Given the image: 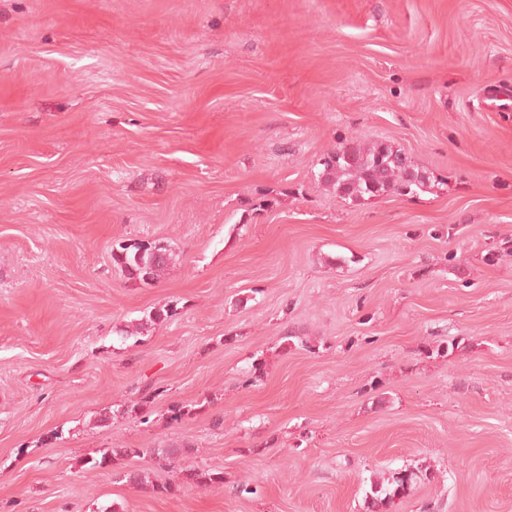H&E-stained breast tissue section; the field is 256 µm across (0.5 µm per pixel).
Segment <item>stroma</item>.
<instances>
[{
  "label": "stroma",
  "mask_w": 512,
  "mask_h": 512,
  "mask_svg": "<svg viewBox=\"0 0 512 512\" xmlns=\"http://www.w3.org/2000/svg\"><path fill=\"white\" fill-rule=\"evenodd\" d=\"M490 95L512 0H0V512H365L400 472L384 512H512ZM376 142L430 189L323 182ZM141 239L148 284L112 260ZM112 260L130 279L148 282L158 277L171 259L167 249L153 241L139 240L129 245L118 244L112 248Z\"/></svg>",
  "instance_id": "obj_1"
}]
</instances>
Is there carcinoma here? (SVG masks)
<instances>
[{"mask_svg":"<svg viewBox=\"0 0 512 512\" xmlns=\"http://www.w3.org/2000/svg\"><path fill=\"white\" fill-rule=\"evenodd\" d=\"M322 179L333 186L342 198L362 194L391 192L412 194L426 187L425 177L415 172L407 158L399 150L384 144L343 145L323 162ZM167 249L153 241L139 240L129 245L118 244L113 250L112 260L121 269L129 271L128 278L143 282L151 281L169 264ZM137 453L134 448H105L98 459L88 460L90 468L103 467L110 458ZM186 479L197 486L211 487L222 483L223 472L217 469L193 468L188 470ZM412 476L402 474L394 478L396 488L391 491L381 486L371 489L373 501L380 495L390 499L406 493L411 486Z\"/></svg>","mask_w":512,"mask_h":512,"instance_id":"carcinoma-1","label":"carcinoma"}]
</instances>
